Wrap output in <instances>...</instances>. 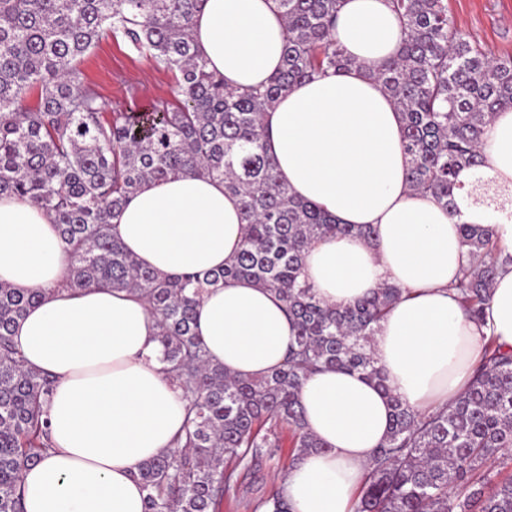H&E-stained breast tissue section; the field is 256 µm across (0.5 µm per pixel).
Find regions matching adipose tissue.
I'll return each mask as SVG.
<instances>
[{
  "label": "adipose tissue",
  "mask_w": 512,
  "mask_h": 512,
  "mask_svg": "<svg viewBox=\"0 0 512 512\" xmlns=\"http://www.w3.org/2000/svg\"><path fill=\"white\" fill-rule=\"evenodd\" d=\"M194 43L226 86L264 84L282 67L276 0H204ZM336 39L354 62L303 81L265 114L277 174L336 224H370L368 238L312 242L304 274L319 299L345 306L383 285L403 294L375 327L372 350L387 391L356 372L324 368L301 389L304 425L322 445L281 479L294 512H355L374 454L391 428L392 400L427 412L453 406L487 345L512 351V263L501 266L471 319L452 286L468 260L460 225L492 228L512 254V219L489 206L477 180L512 194V109L486 127L484 163L463 170L458 213L414 193L404 124L373 75L402 31L390 0H341ZM113 235L142 266L174 275L229 264L241 248L238 196L221 181L182 175L144 182L111 217ZM69 259L51 215L31 200L0 197V282L46 289L12 339L27 368L55 379L52 448L23 473L25 512H144L141 464L171 450L185 421L183 393L164 371L158 319L133 292L65 289ZM195 330L207 356L234 376L280 367L295 336L283 303L242 279L210 288Z\"/></svg>",
  "instance_id": "obj_1"
}]
</instances>
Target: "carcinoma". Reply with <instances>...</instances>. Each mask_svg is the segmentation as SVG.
<instances>
[{"instance_id": "obj_1", "label": "carcinoma", "mask_w": 512, "mask_h": 512, "mask_svg": "<svg viewBox=\"0 0 512 512\" xmlns=\"http://www.w3.org/2000/svg\"><path fill=\"white\" fill-rule=\"evenodd\" d=\"M340 0H279L283 65L262 89L234 91L207 70L191 35L201 0H0V195L29 197L54 217L67 246L66 287L139 293L159 319L165 371L179 381L186 423L171 454L143 463L146 512H223L238 480L276 458L290 433V463L322 443L305 430L300 391L321 368L359 372L379 389L374 325L399 299L394 286L344 307L321 302L301 279L306 248L328 235L370 237L334 224L276 174L263 116L290 88L352 65L336 42ZM403 32L397 57L375 77L402 112L410 188L457 214L461 170L482 165L494 114L512 108V56L492 57L448 17L446 0H392ZM176 76L178 103L146 112L102 111L76 63L105 34ZM224 182L241 200L234 262L162 275L141 266L111 233L142 183L179 175ZM471 261L454 291L478 320L500 266L512 262L488 228L460 225ZM249 279L270 289L296 327L284 365L261 378L227 374L195 332L207 287ZM44 292L0 283V512H24L22 471L51 448L45 409L52 378L25 367L15 324ZM391 431L376 451L356 512H512V475L488 486L486 465L512 448V353L488 345L451 409L420 414L391 399ZM253 512H292L283 489Z\"/></svg>"}]
</instances>
